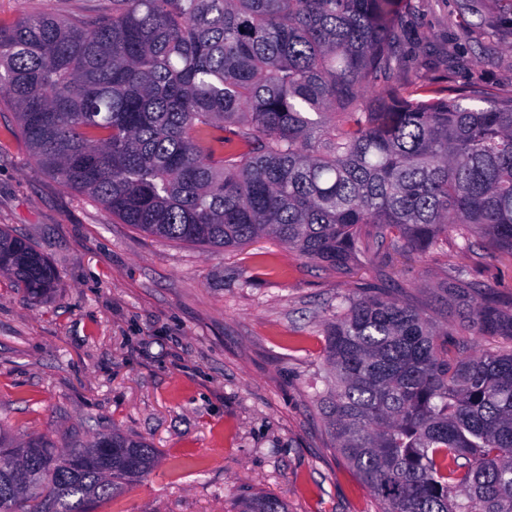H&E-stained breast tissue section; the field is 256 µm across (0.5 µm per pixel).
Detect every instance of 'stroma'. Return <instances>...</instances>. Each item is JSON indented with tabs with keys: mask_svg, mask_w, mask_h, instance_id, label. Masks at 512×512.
Returning a JSON list of instances; mask_svg holds the SVG:
<instances>
[{
	"mask_svg": "<svg viewBox=\"0 0 512 512\" xmlns=\"http://www.w3.org/2000/svg\"><path fill=\"white\" fill-rule=\"evenodd\" d=\"M112 0H0V23L91 18ZM400 67L431 81L512 88V0H416ZM0 227L44 253L52 294L0 273V428L56 448L119 430L154 470L97 512H236L249 493L289 512H376L319 403L325 322L362 283L455 328L456 268L512 301V257L449 234L442 253L362 257L342 275L268 237L210 250L145 235L61 186L31 156L0 96Z\"/></svg>",
	"mask_w": 512,
	"mask_h": 512,
	"instance_id": "35a3bbf8",
	"label": "stroma"
}]
</instances>
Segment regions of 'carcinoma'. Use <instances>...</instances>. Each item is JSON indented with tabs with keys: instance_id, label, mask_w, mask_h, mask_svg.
Wrapping results in <instances>:
<instances>
[{
	"instance_id": "1",
	"label": "carcinoma",
	"mask_w": 512,
	"mask_h": 512,
	"mask_svg": "<svg viewBox=\"0 0 512 512\" xmlns=\"http://www.w3.org/2000/svg\"><path fill=\"white\" fill-rule=\"evenodd\" d=\"M413 0H112L0 33V90L32 157L159 239L227 249L265 235L339 273L362 254L464 245L512 254V94L403 77ZM0 272L28 296L56 273L0 229ZM469 271L458 328L512 340V306ZM320 407L379 512H512V351L471 355L378 287L326 323ZM0 512H94L156 449L117 431L59 450L0 431ZM239 512H288L254 494Z\"/></svg>"
}]
</instances>
